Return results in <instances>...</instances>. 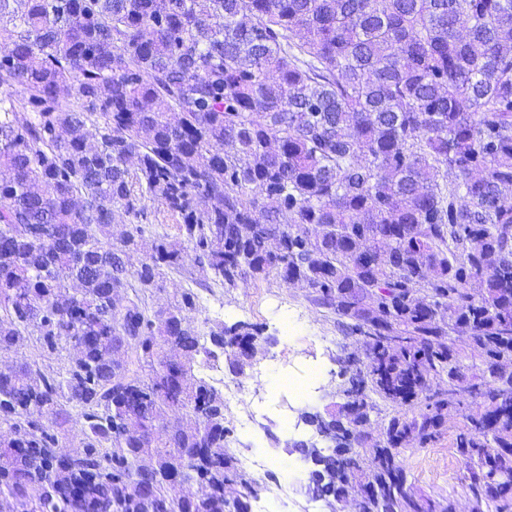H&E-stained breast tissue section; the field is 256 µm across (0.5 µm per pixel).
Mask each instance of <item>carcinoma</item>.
<instances>
[{"instance_id": "1", "label": "carcinoma", "mask_w": 512, "mask_h": 512, "mask_svg": "<svg viewBox=\"0 0 512 512\" xmlns=\"http://www.w3.org/2000/svg\"><path fill=\"white\" fill-rule=\"evenodd\" d=\"M0 44V356L68 353L0 371V512H250L200 370L260 329L197 290L271 277L366 347L292 444L332 512H452L402 450L457 415L473 512H512V0H0ZM149 209L153 211L150 223L153 225L148 226V231L145 234V240L148 244L151 243L155 233L163 234L167 233L170 236L176 234V224H178L177 218L171 216L169 213L163 211V209H157L151 202H146ZM64 358H66V352H63L62 359L53 357L52 359H46V361H43L40 359L38 351L32 345H28L16 353H11L5 357H0V368L4 369L6 366L26 362L39 361L41 363V361H43L46 364H51L56 369L57 367H60V363L64 362Z\"/></svg>"}]
</instances>
